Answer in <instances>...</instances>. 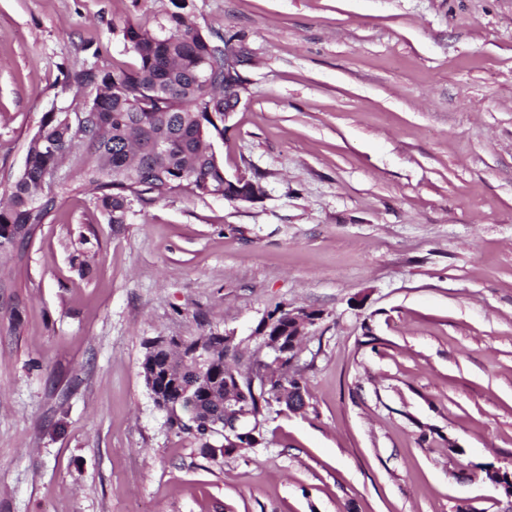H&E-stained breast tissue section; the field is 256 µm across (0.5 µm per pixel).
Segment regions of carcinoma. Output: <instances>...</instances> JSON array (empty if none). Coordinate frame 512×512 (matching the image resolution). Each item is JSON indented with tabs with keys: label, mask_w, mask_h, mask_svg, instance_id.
<instances>
[{
	"label": "carcinoma",
	"mask_w": 512,
	"mask_h": 512,
	"mask_svg": "<svg viewBox=\"0 0 512 512\" xmlns=\"http://www.w3.org/2000/svg\"><path fill=\"white\" fill-rule=\"evenodd\" d=\"M123 36L138 64L127 70L91 67L65 78L63 90L72 94L81 113L82 135L65 123L61 114L48 112L27 147L25 168L6 191L8 206H0V245L26 248L37 226L55 211L59 200L83 186L98 192L97 201L114 224H124L131 202L152 203L171 193L190 189L199 198L224 188V166L212 149L214 137H224V37L203 36L183 16L173 13L161 31L128 23ZM92 87L95 95L84 98ZM169 142L156 153L152 142L161 130ZM52 142L55 152L36 147L38 140ZM207 361L200 363L189 347L174 354L160 337L145 344L140 364L145 384L156 373L161 399L154 405L166 412L171 429L191 434L204 454L215 459L237 452L238 445L222 440L214 450L199 425L186 424L191 402H209L224 391V379L237 377L249 386V423L260 421L275 392L300 383L301 370L288 355L281 366L254 369L249 361L240 369L239 352L224 354V336L209 332Z\"/></svg>",
	"instance_id": "obj_1"
}]
</instances>
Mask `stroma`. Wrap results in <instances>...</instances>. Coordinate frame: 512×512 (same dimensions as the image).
<instances>
[{"mask_svg":"<svg viewBox=\"0 0 512 512\" xmlns=\"http://www.w3.org/2000/svg\"><path fill=\"white\" fill-rule=\"evenodd\" d=\"M180 13L252 54L215 139L258 201L171 194L114 224L63 197L0 254V512H506L512 0H0V192L65 75L135 66ZM322 318L308 406L219 459L168 428L143 343Z\"/></svg>","mask_w":512,"mask_h":512,"instance_id":"obj_1","label":"stroma"}]
</instances>
